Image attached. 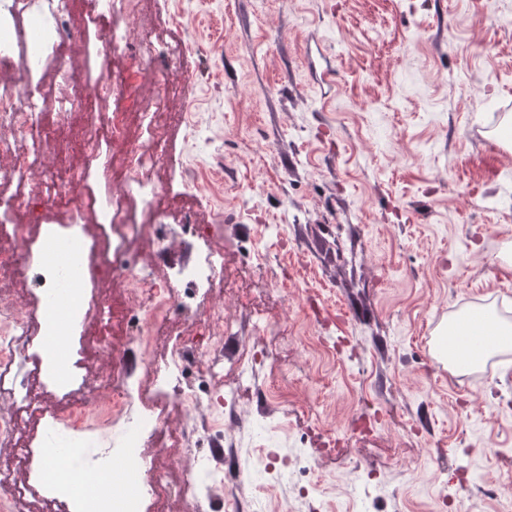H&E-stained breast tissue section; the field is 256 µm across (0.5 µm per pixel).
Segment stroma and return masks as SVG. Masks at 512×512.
Instances as JSON below:
<instances>
[{
  "mask_svg": "<svg viewBox=\"0 0 512 512\" xmlns=\"http://www.w3.org/2000/svg\"><path fill=\"white\" fill-rule=\"evenodd\" d=\"M93 0H75L69 35L39 78L50 96L70 75L87 83L121 76L126 60L104 52L113 26L132 42L147 35L185 45L184 68L154 124L171 172V221L193 213L215 227L223 270L250 291L201 297L223 308L233 333L199 353L190 380L233 389L224 453L251 476L216 492L204 508L169 496L163 512H512V349L476 368L449 371L433 355L439 329L490 309L512 322V150L493 112L512 103V0H128L98 24ZM145 73L122 102L98 99L100 115L122 106L129 135L146 143L139 114L151 105ZM56 133L45 164L84 166L88 133L78 118L46 107ZM123 156L101 140L94 175L61 185L53 223H67L76 195L100 198L119 184ZM126 239L139 264L161 273L153 241L135 232L145 217L127 202ZM74 378L99 398L112 352L144 372V405L165 430L193 418L210 424L207 401L155 397L168 372L169 339L154 340L140 370L128 336L65 339ZM266 352L251 379L233 363ZM42 414L27 424V456L0 443V468L30 487L26 512H60L85 494L41 487L40 450L62 402L45 386ZM280 460L258 467L267 451ZM197 446L155 440L117 478L140 492L149 471L181 483ZM304 457L317 484L299 494L282 462Z\"/></svg>",
  "mask_w": 512,
  "mask_h": 512,
  "instance_id": "35a3bbf8",
  "label": "stroma"
}]
</instances>
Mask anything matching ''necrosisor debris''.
<instances>
[{
    "label": "necrosis or debris",
    "instance_id": "1",
    "mask_svg": "<svg viewBox=\"0 0 512 512\" xmlns=\"http://www.w3.org/2000/svg\"><path fill=\"white\" fill-rule=\"evenodd\" d=\"M71 11L72 0H0V32L6 34L5 39H0V72L12 71L16 60L20 59L30 75L24 84L0 83V158L10 160L9 165H0V184H14L19 188L15 195L0 194V213L8 215L21 207L31 218L27 224L0 225V282L9 283L8 289L0 290V373L13 372L20 366L22 355L34 338H41L46 343L58 334L96 335L99 320L87 291L113 280L114 276L125 275L130 277L133 286L127 294L108 304V320L112 326L129 329L131 340L142 355L141 365H148L145 353L162 332L164 309L174 308L183 320L198 328L195 335L177 338L173 345L169 381L178 385L185 380L195 354L213 342L223 340L230 330L222 308L215 307L204 313L198 310L200 296L221 285L215 269L222 263L223 255L209 244L210 225L185 218L179 224L170 223L161 204L162 190L153 177L154 169L165 155L161 136H154L146 146L129 139L127 112L117 110L108 117H100L91 99L95 96L125 98L132 86L133 74L150 71L155 75V107L163 109L170 92L166 75L180 67L181 50L155 43L144 52L130 44L127 31L113 29L112 44L124 48L127 57L126 76L118 80L100 79L90 96L68 88L58 98L56 109L66 115L79 114L89 126L90 132L79 146L88 159H95L100 152L95 128L102 122L106 123L113 144L124 153L120 193L90 205L98 227L107 230L124 223V203L132 198L148 215L149 227L158 242L191 237L200 246L195 258L171 266L166 274L156 276L138 272L136 263L126 261V248L121 242L113 243L112 257L108 260H95L90 249L79 248L63 269L51 262L49 252L36 250L23 255L17 250L18 243L25 240L75 237L84 229L77 216L68 224H51L46 220V211L56 197L57 186L76 179L69 168L55 165L41 178L34 180L30 177L46 149V141L39 130V118L46 100L36 77L45 62L54 56L66 34ZM15 135L29 140L26 153L14 152L11 138ZM32 275L36 276L39 286L36 303L33 308L23 309L17 304L13 286ZM62 299L70 305L71 322L60 329L52 323L50 314ZM110 385L112 390L108 398L93 402L83 386L73 382L67 384L64 388L66 403L59 418L75 429L83 428L91 417L104 424L126 418L127 423L113 444L120 448L126 463L130 464L136 462L145 442L159 436L163 423L151 412L130 415L129 407L133 401L141 399L142 390L126 372L124 362L114 363ZM241 477V469L227 472L213 467L207 459L186 471L180 491L204 497L211 487L223 485L228 480L237 482Z\"/></svg>",
    "mask_w": 512,
    "mask_h": 512
}]
</instances>
